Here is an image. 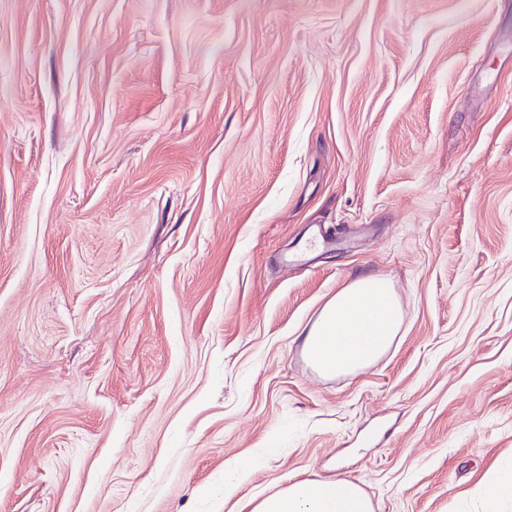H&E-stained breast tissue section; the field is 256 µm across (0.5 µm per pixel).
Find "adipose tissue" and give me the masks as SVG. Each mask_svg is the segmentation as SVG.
<instances>
[{
	"label": "adipose tissue",
	"mask_w": 512,
	"mask_h": 512,
	"mask_svg": "<svg viewBox=\"0 0 512 512\" xmlns=\"http://www.w3.org/2000/svg\"><path fill=\"white\" fill-rule=\"evenodd\" d=\"M402 312L389 280L371 274L336 291L307 329L302 348L309 364L327 375L354 374L374 365L392 346ZM245 512H374L369 494L343 479H300Z\"/></svg>",
	"instance_id": "adipose-tissue-1"
}]
</instances>
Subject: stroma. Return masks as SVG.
I'll return each mask as SVG.
<instances>
[{
    "instance_id": "obj_1",
    "label": "stroma",
    "mask_w": 512,
    "mask_h": 512,
    "mask_svg": "<svg viewBox=\"0 0 512 512\" xmlns=\"http://www.w3.org/2000/svg\"><path fill=\"white\" fill-rule=\"evenodd\" d=\"M363 273L401 332L320 378ZM511 465L512 0H0V512ZM402 321L391 282L364 274L324 304L303 337V352L321 374H354L374 365L389 350Z\"/></svg>"
}]
</instances>
